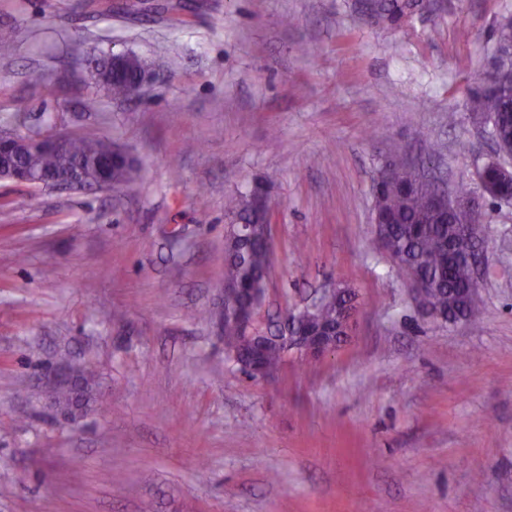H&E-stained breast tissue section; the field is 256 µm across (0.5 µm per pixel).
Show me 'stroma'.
Masks as SVG:
<instances>
[{
  "label": "stroma",
  "mask_w": 512,
  "mask_h": 512,
  "mask_svg": "<svg viewBox=\"0 0 512 512\" xmlns=\"http://www.w3.org/2000/svg\"><path fill=\"white\" fill-rule=\"evenodd\" d=\"M0 0V129L98 135L141 163L114 190L0 182V512H512V203L476 76L512 0ZM156 74L92 109L77 43ZM309 53H302V46ZM437 164L481 206L479 323L420 313L375 241L373 185ZM261 186L274 253L256 324L353 289L352 335L268 380L196 312L224 284L226 199ZM89 370L69 416L61 378ZM122 473L110 485L103 474ZM417 1L423 0H375L370 5L369 18L378 23H397L407 17L411 10L425 7Z\"/></svg>",
  "instance_id": "1"
}]
</instances>
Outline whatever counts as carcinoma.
<instances>
[{"instance_id": "1", "label": "carcinoma", "mask_w": 512, "mask_h": 512, "mask_svg": "<svg viewBox=\"0 0 512 512\" xmlns=\"http://www.w3.org/2000/svg\"><path fill=\"white\" fill-rule=\"evenodd\" d=\"M422 7L417 0H375L370 5V19L378 23H397L408 13ZM91 78L96 87L110 99L132 96V86L145 66L137 55L127 59L124 70L112 75V53L98 46L87 52ZM472 112L478 122L495 121L501 141L512 140V58L499 64L473 94ZM112 140L107 137L71 134L63 146L43 152H24L18 162L36 175L82 176L88 184L98 182L107 173L112 187L133 182L138 170H133L119 155L112 157ZM396 177L381 184L374 195V213L388 221L385 252L399 272H417L426 278L428 302L441 314L460 310L469 320L479 317V305L467 301L470 271L463 262L450 263L448 244L457 236L459 217L438 216L429 206L434 192L431 181H420L407 173V163L398 159L388 165ZM270 201L263 191L232 197L227 212L237 224L254 226L267 223ZM224 352L243 357L241 334L236 314L246 306L262 302L270 271L269 248L265 240L242 239L227 234L224 238ZM343 301L334 293L325 294L314 318L319 323L336 321V306ZM288 358L286 335L269 342L261 356V367L277 372Z\"/></svg>"}]
</instances>
